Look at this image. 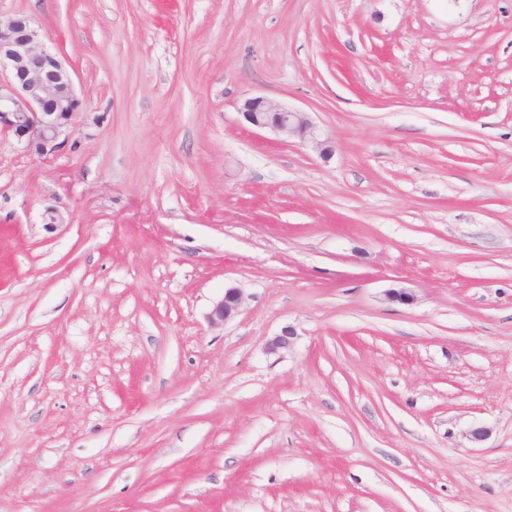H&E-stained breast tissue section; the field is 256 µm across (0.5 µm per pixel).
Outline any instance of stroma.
I'll return each mask as SVG.
<instances>
[{
	"label": "stroma",
	"mask_w": 512,
	"mask_h": 512,
	"mask_svg": "<svg viewBox=\"0 0 512 512\" xmlns=\"http://www.w3.org/2000/svg\"><path fill=\"white\" fill-rule=\"evenodd\" d=\"M0 16L80 100L0 135V512H512V0ZM242 114L257 129L269 130L284 140L297 139L311 144L323 155L329 151L328 141L321 139L318 127L306 112L273 99L255 97L246 100ZM244 294L239 288H227L224 296L213 304L208 315L212 326H224L228 321L236 318L244 304Z\"/></svg>",
	"instance_id": "1"
}]
</instances>
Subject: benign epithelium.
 <instances>
[{
    "label": "benign epithelium",
    "mask_w": 512,
    "mask_h": 512,
    "mask_svg": "<svg viewBox=\"0 0 512 512\" xmlns=\"http://www.w3.org/2000/svg\"><path fill=\"white\" fill-rule=\"evenodd\" d=\"M45 30L28 19L0 17V71L11 80L0 81V133L26 143V148L45 154L58 145L76 112L79 100L74 79L62 58L45 46ZM243 116L253 127L269 130L284 140L297 139L321 154L329 151L318 127L306 112L266 97L246 100ZM244 304L239 288H227L213 304L209 323L222 326L236 318ZM295 331L285 327L268 342L273 352L287 350Z\"/></svg>",
    "instance_id": "7a95c632"
}]
</instances>
